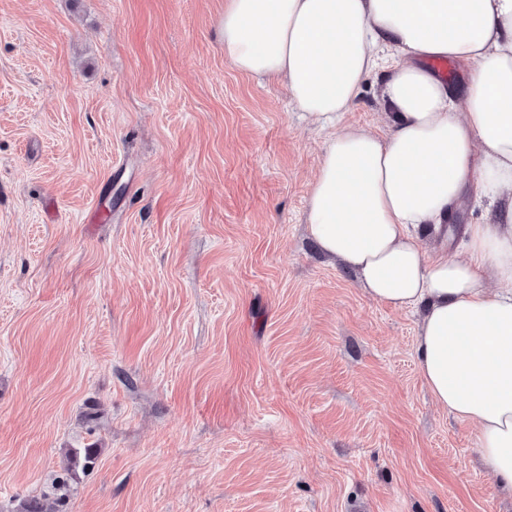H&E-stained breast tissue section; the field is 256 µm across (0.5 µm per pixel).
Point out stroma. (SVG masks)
Masks as SVG:
<instances>
[{"label": "stroma", "instance_id": "stroma-1", "mask_svg": "<svg viewBox=\"0 0 512 512\" xmlns=\"http://www.w3.org/2000/svg\"><path fill=\"white\" fill-rule=\"evenodd\" d=\"M224 3L0 0V512L89 444L67 512H512L417 312L309 235L328 133L225 59ZM344 121L385 131L377 77ZM66 454L70 463L73 462L81 467L82 473H89L97 466L99 448L93 445H87L84 448H70Z\"/></svg>", "mask_w": 512, "mask_h": 512}]
</instances>
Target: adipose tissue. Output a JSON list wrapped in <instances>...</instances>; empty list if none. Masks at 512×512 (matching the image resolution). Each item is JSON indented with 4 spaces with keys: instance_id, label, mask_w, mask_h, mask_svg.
<instances>
[{
    "instance_id": "obj_1",
    "label": "adipose tissue",
    "mask_w": 512,
    "mask_h": 512,
    "mask_svg": "<svg viewBox=\"0 0 512 512\" xmlns=\"http://www.w3.org/2000/svg\"><path fill=\"white\" fill-rule=\"evenodd\" d=\"M221 34L236 69L286 84L328 130L312 237L369 296L422 308L423 380L512 491V0H226ZM436 59L461 67L462 87ZM374 74L382 135L343 122ZM466 196L486 215L466 227L468 260L425 255L414 228L442 230Z\"/></svg>"
}]
</instances>
